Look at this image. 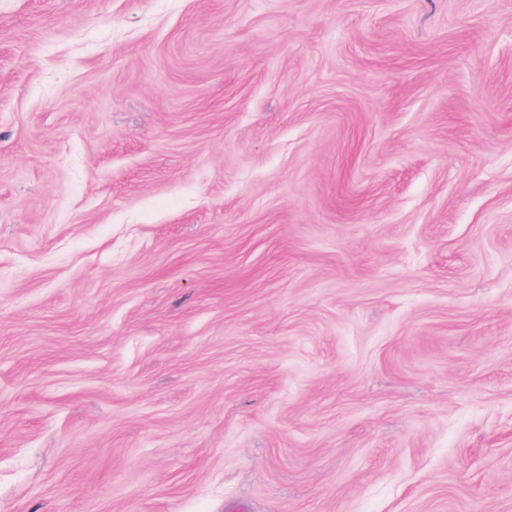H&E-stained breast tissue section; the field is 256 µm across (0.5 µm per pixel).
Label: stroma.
<instances>
[{"label":"stroma","instance_id":"stroma-1","mask_svg":"<svg viewBox=\"0 0 512 512\" xmlns=\"http://www.w3.org/2000/svg\"><path fill=\"white\" fill-rule=\"evenodd\" d=\"M512 512V0H0V512Z\"/></svg>","mask_w":512,"mask_h":512}]
</instances>
